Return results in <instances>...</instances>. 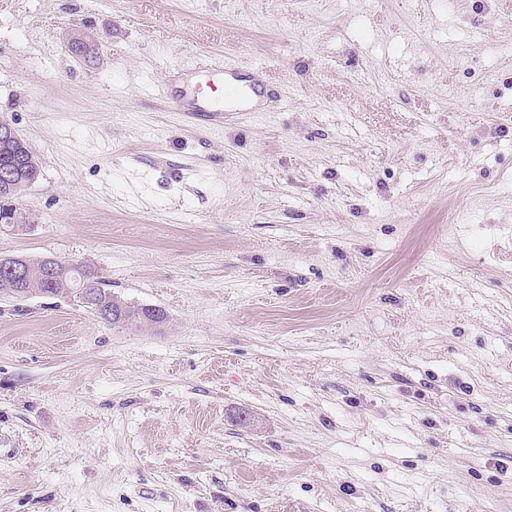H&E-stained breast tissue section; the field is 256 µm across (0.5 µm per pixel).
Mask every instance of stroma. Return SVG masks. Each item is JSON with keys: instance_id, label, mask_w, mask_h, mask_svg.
Masks as SVG:
<instances>
[{"instance_id": "1", "label": "stroma", "mask_w": 512, "mask_h": 512, "mask_svg": "<svg viewBox=\"0 0 512 512\" xmlns=\"http://www.w3.org/2000/svg\"><path fill=\"white\" fill-rule=\"evenodd\" d=\"M491 41L501 0H0V116L42 160L0 256L166 314L0 293V512H512ZM238 62L275 111H173ZM81 268L83 271V277L87 284V288H93L94 293L101 299L108 298L107 301L111 303L113 309L117 311L123 310L122 313L124 314L125 319L118 325L130 326L131 328H142L161 323L165 320V314L161 309H157L159 312L157 314H146V310L149 307L129 305L127 302L121 300L117 296L112 295L111 291L104 288V280L101 276H98L92 267L84 264L81 265ZM86 284L82 282L79 286H71V296H73L77 302L86 301L90 297L91 294H89V289L85 288ZM106 295L109 296L106 297Z\"/></svg>"}]
</instances>
